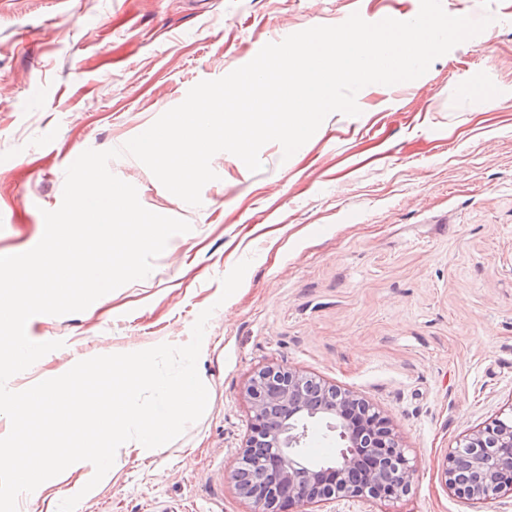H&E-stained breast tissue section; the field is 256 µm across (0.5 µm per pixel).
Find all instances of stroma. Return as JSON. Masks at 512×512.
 I'll return each mask as SVG.
<instances>
[{
	"label": "stroma",
	"mask_w": 512,
	"mask_h": 512,
	"mask_svg": "<svg viewBox=\"0 0 512 512\" xmlns=\"http://www.w3.org/2000/svg\"><path fill=\"white\" fill-rule=\"evenodd\" d=\"M492 23L422 77L370 84L359 116L335 112L292 157L263 168L211 160L187 205L131 155L110 162L148 210L188 221L145 279L79 313L36 315L62 341L7 386L22 391L98 355L183 345L213 308L197 362L201 419L139 460L118 449L76 512H249L230 472L249 434L245 387L279 363L368 400L414 470L408 494L334 512H512V492L474 503L446 486L448 449L512 412V0H441ZM351 0H0V255L34 247L60 207L66 168L124 145L188 90L261 45L344 22ZM239 289L221 279L241 260ZM92 463L20 496L57 512Z\"/></svg>",
	"instance_id": "stroma-1"
}]
</instances>
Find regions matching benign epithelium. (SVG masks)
Masks as SVG:
<instances>
[{
  "label": "benign epithelium",
  "mask_w": 512,
  "mask_h": 512,
  "mask_svg": "<svg viewBox=\"0 0 512 512\" xmlns=\"http://www.w3.org/2000/svg\"><path fill=\"white\" fill-rule=\"evenodd\" d=\"M246 396L252 416L241 458L252 471L231 479L250 512H280L286 501L319 506L410 490L413 469L389 421L363 398L283 365L257 371ZM317 418L329 419L327 428L340 441L326 467L311 463L307 452ZM443 476L471 501L512 490V413L448 449Z\"/></svg>",
  "instance_id": "7a95c632"
}]
</instances>
